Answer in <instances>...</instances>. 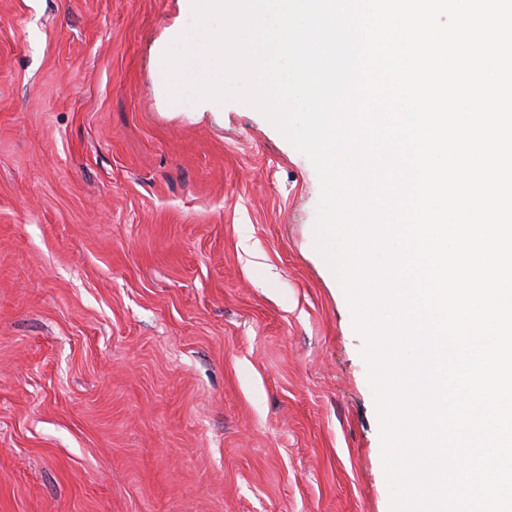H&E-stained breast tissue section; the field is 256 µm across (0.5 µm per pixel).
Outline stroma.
Returning <instances> with one entry per match:
<instances>
[{"mask_svg":"<svg viewBox=\"0 0 512 512\" xmlns=\"http://www.w3.org/2000/svg\"><path fill=\"white\" fill-rule=\"evenodd\" d=\"M184 0H0V512H389L310 160L175 104Z\"/></svg>","mask_w":512,"mask_h":512,"instance_id":"obj_1","label":"stroma"}]
</instances>
